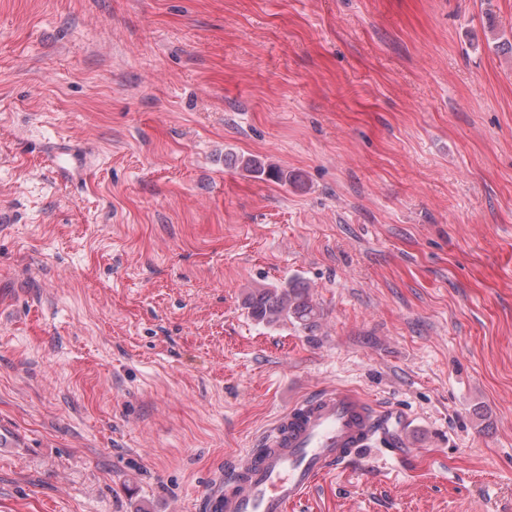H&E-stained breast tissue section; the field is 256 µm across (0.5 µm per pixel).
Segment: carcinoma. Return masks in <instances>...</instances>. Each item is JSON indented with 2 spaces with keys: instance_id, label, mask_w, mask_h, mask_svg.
<instances>
[{
  "instance_id": "obj_1",
  "label": "carcinoma",
  "mask_w": 512,
  "mask_h": 512,
  "mask_svg": "<svg viewBox=\"0 0 512 512\" xmlns=\"http://www.w3.org/2000/svg\"><path fill=\"white\" fill-rule=\"evenodd\" d=\"M243 169L269 179L281 180L284 173L277 167L256 158L240 160ZM250 316L267 325L291 320L304 329L311 328L319 313L312 304L308 286L298 280H290L283 286L261 288L251 293L246 301Z\"/></svg>"
}]
</instances>
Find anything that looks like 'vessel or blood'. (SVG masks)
Listing matches in <instances>:
<instances>
[{"mask_svg": "<svg viewBox=\"0 0 512 512\" xmlns=\"http://www.w3.org/2000/svg\"><path fill=\"white\" fill-rule=\"evenodd\" d=\"M388 418L343 388L300 398L213 485L208 512H287L319 476L347 467L386 439Z\"/></svg>", "mask_w": 512, "mask_h": 512, "instance_id": "vessel-or-blood-1", "label": "vessel or blood"}]
</instances>
